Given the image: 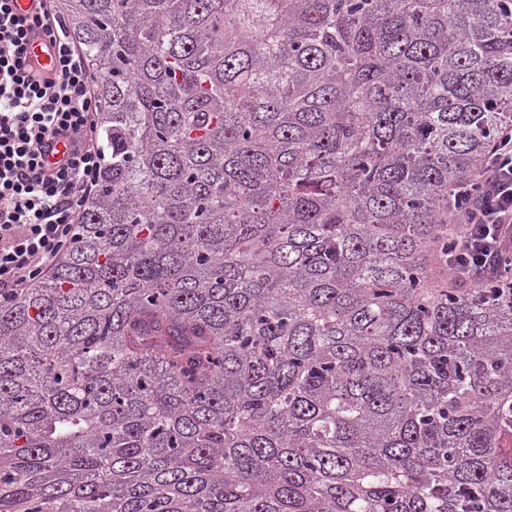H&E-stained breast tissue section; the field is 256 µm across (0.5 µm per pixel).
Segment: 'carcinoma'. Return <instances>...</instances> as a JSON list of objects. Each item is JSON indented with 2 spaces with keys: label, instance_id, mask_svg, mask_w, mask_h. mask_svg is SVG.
I'll list each match as a JSON object with an SVG mask.
<instances>
[{
  "label": "carcinoma",
  "instance_id": "obj_1",
  "mask_svg": "<svg viewBox=\"0 0 512 512\" xmlns=\"http://www.w3.org/2000/svg\"><path fill=\"white\" fill-rule=\"evenodd\" d=\"M105 158L0 306V512H512V258L448 194L512 0H60Z\"/></svg>",
  "mask_w": 512,
  "mask_h": 512
}]
</instances>
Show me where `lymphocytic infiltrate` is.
<instances>
[{"label": "lymphocytic infiltrate", "instance_id": "f902f5d3", "mask_svg": "<svg viewBox=\"0 0 512 512\" xmlns=\"http://www.w3.org/2000/svg\"><path fill=\"white\" fill-rule=\"evenodd\" d=\"M36 27L53 60L45 77L27 51ZM95 78L61 21L56 0H37L18 15L0 0V302L52 270L74 242L87 199L98 189L103 144ZM67 147L48 168L53 141ZM448 274L472 283L512 257V128L500 132L469 184L452 194Z\"/></svg>", "mask_w": 512, "mask_h": 512}]
</instances>
